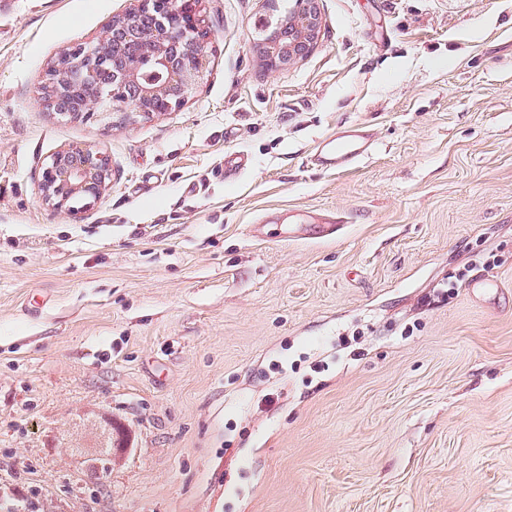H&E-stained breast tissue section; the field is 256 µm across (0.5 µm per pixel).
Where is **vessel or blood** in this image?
I'll return each instance as SVG.
<instances>
[{
	"instance_id": "b4317fda",
	"label": "vessel or blood",
	"mask_w": 512,
	"mask_h": 512,
	"mask_svg": "<svg viewBox=\"0 0 512 512\" xmlns=\"http://www.w3.org/2000/svg\"><path fill=\"white\" fill-rule=\"evenodd\" d=\"M375 150V133L367 126L343 125L324 136L316 145L311 161L326 172L352 169L370 158ZM265 223L277 224L289 241H304L333 236V217L314 211L286 209L264 218Z\"/></svg>"
}]
</instances>
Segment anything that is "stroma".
I'll list each match as a JSON object with an SVG mask.
<instances>
[{
  "instance_id": "1",
  "label": "stroma",
  "mask_w": 512,
  "mask_h": 512,
  "mask_svg": "<svg viewBox=\"0 0 512 512\" xmlns=\"http://www.w3.org/2000/svg\"><path fill=\"white\" fill-rule=\"evenodd\" d=\"M133 5L0 0V506L512 512V0H319L273 75L267 0H202L182 108L47 110V66ZM352 123L374 155L312 167ZM72 145L112 162L79 222L39 190ZM281 208L342 224L254 236ZM318 2L298 0L292 12L280 13L273 18L261 17L255 22L261 37L259 44L270 71H277L303 57L317 43L320 34Z\"/></svg>"
}]
</instances>
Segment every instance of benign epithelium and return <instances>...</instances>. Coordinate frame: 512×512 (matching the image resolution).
Listing matches in <instances>:
<instances>
[{"mask_svg": "<svg viewBox=\"0 0 512 512\" xmlns=\"http://www.w3.org/2000/svg\"><path fill=\"white\" fill-rule=\"evenodd\" d=\"M198 3L138 0L135 8L113 16L94 41L74 45L47 67L44 102L71 119L112 115L102 96L81 93L88 74L97 70L112 78L119 109L152 116L181 108L210 61ZM255 28L268 69L277 71L317 43L318 0H297L293 11L261 17ZM111 183L109 156L88 146H72L51 156L40 192L48 207L77 222Z\"/></svg>", "mask_w": 512, "mask_h": 512, "instance_id": "7a95c632", "label": "benign epithelium"}]
</instances>
